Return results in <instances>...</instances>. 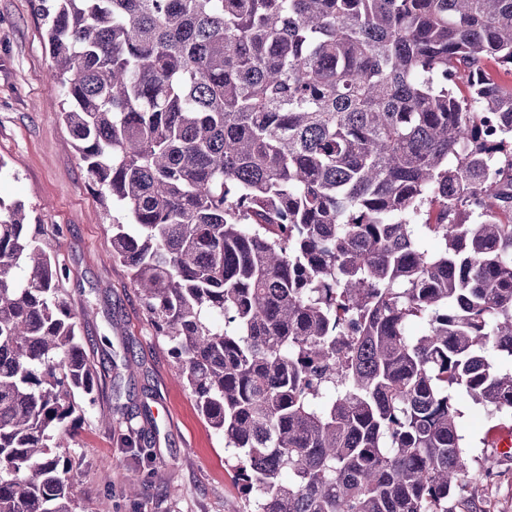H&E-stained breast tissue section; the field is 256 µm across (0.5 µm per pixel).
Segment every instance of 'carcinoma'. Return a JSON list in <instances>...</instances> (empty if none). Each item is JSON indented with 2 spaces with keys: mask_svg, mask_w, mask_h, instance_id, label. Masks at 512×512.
Wrapping results in <instances>:
<instances>
[{
  "mask_svg": "<svg viewBox=\"0 0 512 512\" xmlns=\"http://www.w3.org/2000/svg\"><path fill=\"white\" fill-rule=\"evenodd\" d=\"M38 12L110 257L245 512H456L460 395L512 416V0ZM50 236L0 200V512H85L102 375Z\"/></svg>",
  "mask_w": 512,
  "mask_h": 512,
  "instance_id": "obj_1",
  "label": "carcinoma"
}]
</instances>
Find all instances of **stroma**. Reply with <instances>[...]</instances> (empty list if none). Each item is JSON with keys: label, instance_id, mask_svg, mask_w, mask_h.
<instances>
[{"label": "stroma", "instance_id": "stroma-1", "mask_svg": "<svg viewBox=\"0 0 512 512\" xmlns=\"http://www.w3.org/2000/svg\"><path fill=\"white\" fill-rule=\"evenodd\" d=\"M52 64L34 0H0V200L22 202L33 220L56 229L51 246L67 269L64 286L77 313L87 353L97 365L128 354L117 392L86 408L70 452L75 495L87 508L109 500L112 512H242L244 499L224 441L207 424L166 346L148 322L126 269L112 261L110 220L89 185L47 75ZM461 426L481 470L497 472L478 494L485 512H512V463L483 453L486 435L512 428V417L491 416L462 398ZM110 415L111 424L101 421ZM141 434L151 458L121 437ZM140 498L126 497L132 478Z\"/></svg>", "mask_w": 512, "mask_h": 512}]
</instances>
